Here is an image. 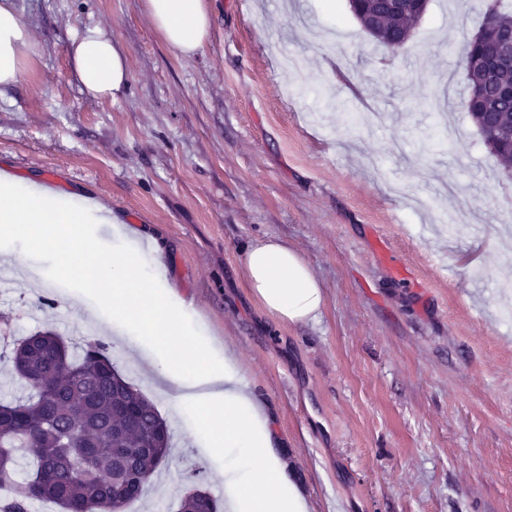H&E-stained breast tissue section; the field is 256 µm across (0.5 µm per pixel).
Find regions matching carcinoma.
<instances>
[{
  "instance_id": "carcinoma-1",
  "label": "carcinoma",
  "mask_w": 512,
  "mask_h": 512,
  "mask_svg": "<svg viewBox=\"0 0 512 512\" xmlns=\"http://www.w3.org/2000/svg\"><path fill=\"white\" fill-rule=\"evenodd\" d=\"M496 15L490 28L465 40L467 83L487 93L467 98V113L485 145L504 164L512 163V98L498 88L512 83V70L489 73L485 50L512 40V11L486 0ZM415 9H391L384 0H360L362 31L381 45L408 38ZM28 394L0 402V512H30L53 500L65 512H125L133 492L148 485L157 462L168 456L171 433L153 403L118 371L101 340L75 351L54 331H37L13 343L8 355ZM27 459L22 483L13 480L17 456ZM178 512H218L202 490L189 492Z\"/></svg>"
}]
</instances>
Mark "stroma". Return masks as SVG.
<instances>
[{
    "label": "stroma",
    "mask_w": 512,
    "mask_h": 512,
    "mask_svg": "<svg viewBox=\"0 0 512 512\" xmlns=\"http://www.w3.org/2000/svg\"><path fill=\"white\" fill-rule=\"evenodd\" d=\"M39 45L0 89V173L87 199L100 246L137 251L228 353L262 405L309 512H512V175L462 99L460 49L483 0H429L397 53L348 0H209L212 34L176 57L142 0H16ZM97 25L131 76L82 94L72 37ZM276 237L324 288L318 320L267 314L243 247ZM0 286V332L104 340L173 433L133 506L224 498V461L175 411L152 338L97 318L51 276ZM55 306L41 310L44 298Z\"/></svg>",
    "instance_id": "1"
}]
</instances>
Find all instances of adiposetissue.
<instances>
[{
	"instance_id": "1",
	"label": "adipose tissue",
	"mask_w": 512,
	"mask_h": 512,
	"mask_svg": "<svg viewBox=\"0 0 512 512\" xmlns=\"http://www.w3.org/2000/svg\"><path fill=\"white\" fill-rule=\"evenodd\" d=\"M153 28L180 57L204 47L211 17L206 0H144ZM32 35L15 0H0V88L26 76ZM70 68L82 92L95 99L118 93L129 79V55L105 31L93 27L71 42ZM89 210L36 183L18 184L0 175V241L24 238L26 255L50 251L58 241L68 253L56 267L59 277L80 281L96 296V314L119 322L126 332L154 337L160 378L177 411L198 413L196 430L211 455L232 454L224 472L226 512H308L287 481L259 403L232 360L217 364L211 345L199 343L184 326L183 309L170 290L144 276L124 252L99 249L86 235ZM248 288L277 320H317L325 294L308 263L287 243L255 241L243 256Z\"/></svg>"
}]
</instances>
